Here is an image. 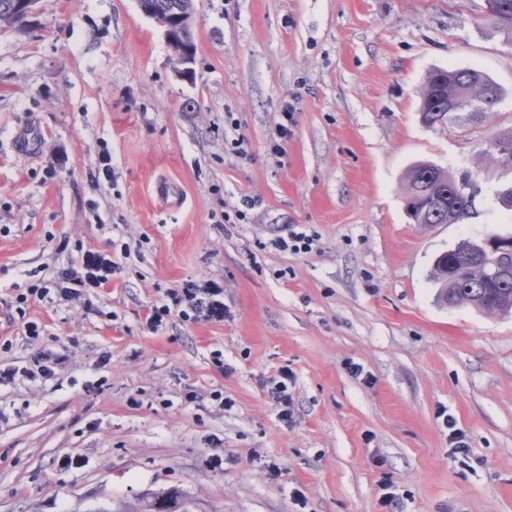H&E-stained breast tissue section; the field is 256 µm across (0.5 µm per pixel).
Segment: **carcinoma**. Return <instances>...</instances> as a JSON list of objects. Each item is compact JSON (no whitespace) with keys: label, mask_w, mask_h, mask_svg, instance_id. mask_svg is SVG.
Returning <instances> with one entry per match:
<instances>
[{"label":"carcinoma","mask_w":512,"mask_h":512,"mask_svg":"<svg viewBox=\"0 0 512 512\" xmlns=\"http://www.w3.org/2000/svg\"><path fill=\"white\" fill-rule=\"evenodd\" d=\"M15 0H0V26L22 25L15 18ZM148 5L174 17L193 7V0H148ZM484 21L512 35V0H498L496 13ZM499 86L475 67L437 69L421 93L420 114L429 126L448 122L469 130L497 111ZM449 171L429 160L407 170L404 193L407 210L416 224H457L467 218L474 201L457 191ZM432 281L437 301L446 307L469 304L489 314L512 312V250L489 252L485 241L465 238L439 254Z\"/></svg>","instance_id":"obj_1"}]
</instances>
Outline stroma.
Returning a JSON list of instances; mask_svg holds the SVG:
<instances>
[{
  "instance_id": "stroma-1",
  "label": "stroma",
  "mask_w": 512,
  "mask_h": 512,
  "mask_svg": "<svg viewBox=\"0 0 512 512\" xmlns=\"http://www.w3.org/2000/svg\"><path fill=\"white\" fill-rule=\"evenodd\" d=\"M484 17L485 0H194L190 80L137 0H39L0 32V359L68 356L53 380L0 386V512H115L171 488L190 512H385V477L401 512H512V315L441 306L430 279L461 239L512 233L496 200L512 170L479 160L512 128V37ZM448 67L503 91L472 134L420 120L428 72ZM238 137L246 155L225 150ZM420 159L472 176L469 218L407 217ZM246 198V220H225ZM292 229L312 252L271 247ZM89 251L117 259L107 283L18 315L17 295ZM210 278L230 317L144 329L165 289ZM285 367L289 424L262 386ZM293 113L286 104L279 113V121L276 124V137L270 142V150L273 152L284 151V144L288 142V136L291 133L289 126L293 124Z\"/></svg>"
}]
</instances>
